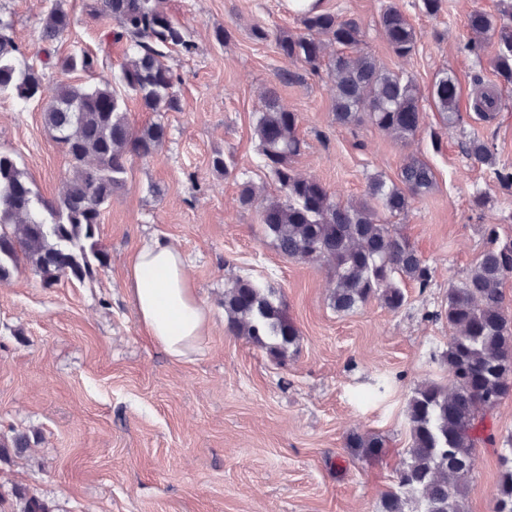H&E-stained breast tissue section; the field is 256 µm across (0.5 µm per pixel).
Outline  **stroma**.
Masks as SVG:
<instances>
[{"label": "stroma", "mask_w": 512, "mask_h": 512, "mask_svg": "<svg viewBox=\"0 0 512 512\" xmlns=\"http://www.w3.org/2000/svg\"><path fill=\"white\" fill-rule=\"evenodd\" d=\"M391 1L421 35L407 58L393 53L379 26ZM57 2L74 19L54 43L58 56L104 51L110 67L120 69L123 47L104 42L107 23L90 14L89 0H0V16L11 20L28 61L36 59L43 19ZM418 4L322 0L323 9L360 24L361 50L412 76L422 90L439 70L456 74L465 127L448 126L426 102L419 131L402 144L369 122L338 125L328 73L310 74L279 53L276 35L304 31L286 0H165L196 50L167 59L181 78L178 110L147 112L134 96L125 99L132 127L161 122L167 135L153 157H129L126 184L103 213L99 242L109 265L81 283L63 277L47 287L28 268L0 281V435L24 430L39 437L28 458L0 465V492L25 484L53 512H379L409 443L406 408L414 388L448 380L439 358L448 325L436 316L448 287L483 250L481 224L512 235V190L493 183L462 148L465 131H479L512 166V92L503 93L495 120L472 119L474 76L487 84L496 77L489 60L463 50L467 13H496L500 0H443L434 16ZM257 26L267 39L253 37ZM218 29L224 41L215 40ZM284 71L295 81L280 82ZM65 82L93 79L51 66L42 100L0 95V152L47 200L58 198L69 176V159L43 116ZM270 86L300 116L306 148L296 168L342 201L364 199L374 175L396 179L407 157L432 166L433 189L395 219L430 266L432 282L424 290L407 286L400 310L373 300L336 313L327 267L283 257L265 237L258 208L240 206L243 181L265 195L279 193L259 165L254 134ZM217 153L229 174L213 170ZM480 190L489 200L479 212L472 200ZM154 239L182 251L209 312L208 336L179 360L143 335L128 291V260ZM238 278L280 289L301 335L285 363L228 332L224 290ZM385 374L392 383L382 399L356 400ZM354 431L380 435L382 454L352 456L345 441ZM499 453L480 448L466 512H492Z\"/></svg>", "instance_id": "35a3bbf8"}]
</instances>
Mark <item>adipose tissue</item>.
<instances>
[{"label":"adipose tissue","instance_id":"1","mask_svg":"<svg viewBox=\"0 0 512 512\" xmlns=\"http://www.w3.org/2000/svg\"><path fill=\"white\" fill-rule=\"evenodd\" d=\"M128 287L142 330L173 358L186 357L207 336V310L174 245L158 239L136 250L129 259Z\"/></svg>","mask_w":512,"mask_h":512}]
</instances>
